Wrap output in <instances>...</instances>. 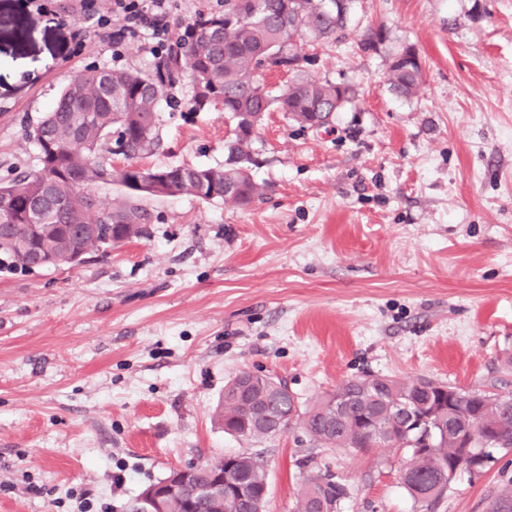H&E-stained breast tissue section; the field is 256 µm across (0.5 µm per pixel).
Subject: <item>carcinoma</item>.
Masks as SVG:
<instances>
[{
	"label": "carcinoma",
	"instance_id": "carcinoma-1",
	"mask_svg": "<svg viewBox=\"0 0 512 512\" xmlns=\"http://www.w3.org/2000/svg\"><path fill=\"white\" fill-rule=\"evenodd\" d=\"M224 0V12L187 25L175 51L158 60L151 74L133 70L89 68L75 74L51 109L29 132L39 147V163L22 176L0 184V221L42 224L40 245L62 250L71 234L91 224L114 241L146 235L144 212L132 202L97 204L87 188L100 183L121 186L154 170L128 164L112 166L106 155L133 158L156 145L157 102L184 73L192 86V108L221 104L234 120L224 142V164L176 166L170 172L171 195L226 201L247 206L261 195L252 175L250 144L266 113H287L305 127L326 126L354 98L353 90L328 80L300 77L276 92L257 72L259 59L269 67H290L300 60L304 39L339 42L355 11L356 0ZM390 88L413 98L422 89L420 57L412 45L391 55ZM405 404L429 419L434 439L421 444L417 432L399 428L396 408ZM224 433L246 441L269 439L265 428L285 431L299 425L310 441L349 453L377 443L403 448L399 469L403 488L420 512H433L448 489V463L461 459L457 433L467 427H497L512 437V392L472 394L426 377L406 381L366 375L342 382L313 406L300 408L283 380L251 377L241 370L224 384L215 410ZM233 472L254 493L268 487L264 452H245L203 462ZM296 501L295 512H338L350 497L349 486L328 464L315 466ZM170 512H227L223 501L197 496L175 502Z\"/></svg>",
	"mask_w": 512,
	"mask_h": 512
}]
</instances>
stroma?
Segmentation results:
<instances>
[{
  "label": "stroma",
  "instance_id": "stroma-1",
  "mask_svg": "<svg viewBox=\"0 0 512 512\" xmlns=\"http://www.w3.org/2000/svg\"><path fill=\"white\" fill-rule=\"evenodd\" d=\"M387 39L363 50L368 28ZM150 36L121 56L79 0H0V179L33 170L26 132L76 73L151 71ZM414 46L424 85L393 92L390 51ZM300 73L354 88L330 126L268 113L253 204L143 198L147 234L74 268L0 266V512H126L175 468L255 444L212 420L241 370L308 406L364 375L512 390V0H357L344 42ZM169 86L159 144L135 165L224 161L234 124ZM267 512H294L329 462L341 512H416L394 448L349 454L293 427L264 441ZM512 452L456 474L436 512H491Z\"/></svg>",
  "mask_w": 512,
  "mask_h": 512
}]
</instances>
